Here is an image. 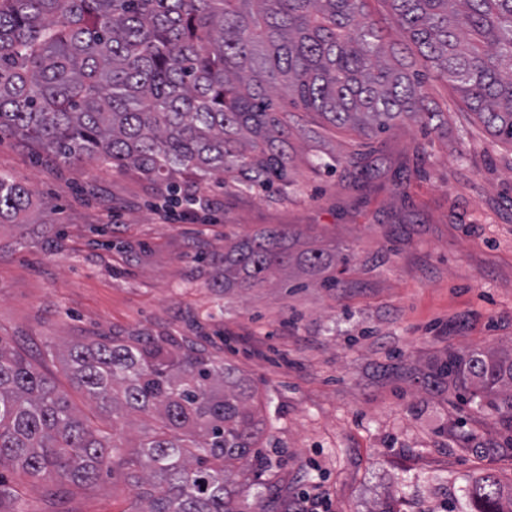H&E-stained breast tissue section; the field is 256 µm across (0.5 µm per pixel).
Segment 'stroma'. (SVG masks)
Wrapping results in <instances>:
<instances>
[{"instance_id":"35a3bbf8","label":"stroma","mask_w":512,"mask_h":512,"mask_svg":"<svg viewBox=\"0 0 512 512\" xmlns=\"http://www.w3.org/2000/svg\"><path fill=\"white\" fill-rule=\"evenodd\" d=\"M448 125L405 120L372 140L369 175L347 158L364 138L295 134L294 185L247 190L207 179L211 210L166 206L160 185L94 159L38 156L0 139V169L34 194L27 223L0 224V338L108 427L62 360L85 336H169L232 365L260 395L268 467L236 497L287 512L319 485L331 512H474L487 476L512 487L491 410L463 405L427 366L512 343V145L429 78ZM276 224L349 255L336 293L215 288L224 239ZM5 512H132L135 493L102 471L56 487L13 471Z\"/></svg>"}]
</instances>
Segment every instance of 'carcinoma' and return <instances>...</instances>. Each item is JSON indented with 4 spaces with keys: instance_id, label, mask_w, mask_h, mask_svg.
<instances>
[{
    "instance_id": "obj_1",
    "label": "carcinoma",
    "mask_w": 512,
    "mask_h": 512,
    "mask_svg": "<svg viewBox=\"0 0 512 512\" xmlns=\"http://www.w3.org/2000/svg\"><path fill=\"white\" fill-rule=\"evenodd\" d=\"M365 2L0 0V139L134 169L188 203L195 176L285 190L303 115L369 138L405 119L447 124L426 104L421 60L512 145V0H385L382 22ZM284 94L299 111H280ZM32 208L31 190L0 171V224H22ZM348 263L283 225L224 240L214 283L248 290L294 267L305 279L287 291H334ZM67 366L112 432L92 429L0 344V464L60 485L107 467L136 491V512H241L232 486L264 468L263 421L256 387L233 366L166 336L79 341ZM435 377L499 414L512 450V352L450 353ZM134 414L155 424L133 441ZM475 499L477 512H512V491L491 476Z\"/></svg>"
}]
</instances>
